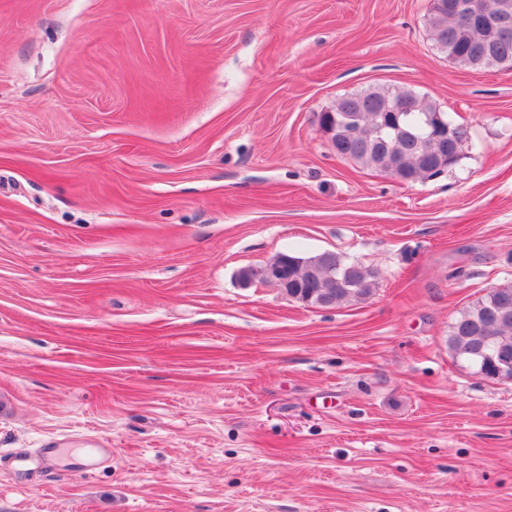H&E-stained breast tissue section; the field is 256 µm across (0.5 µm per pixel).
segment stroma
Returning a JSON list of instances; mask_svg holds the SVG:
<instances>
[{
  "instance_id": "stroma-1",
  "label": "stroma",
  "mask_w": 512,
  "mask_h": 512,
  "mask_svg": "<svg viewBox=\"0 0 512 512\" xmlns=\"http://www.w3.org/2000/svg\"><path fill=\"white\" fill-rule=\"evenodd\" d=\"M430 6L0 0V512H512V381L448 352L512 285V69ZM375 86L467 125L458 163L338 156L321 113ZM287 251L378 288L241 285ZM507 12L502 20H490L489 29L495 31L507 25ZM428 28L435 45L445 52L449 59L472 69L487 67L512 68V21L501 29L493 39L494 60L484 62L491 46L490 31L481 27H460L448 13L431 11ZM324 253L306 259L281 253L288 257H279L265 266L263 276L277 288L291 287L288 288V295L282 292L289 300L301 303L302 295L308 294L312 296V304L324 301V308L362 303L374 294L378 285L377 271L336 252H333L336 254V266L321 267L319 257ZM288 258L295 259L294 266L288 265ZM343 276L347 277L346 283H341ZM299 293L301 295L297 297Z\"/></svg>"
}]
</instances>
